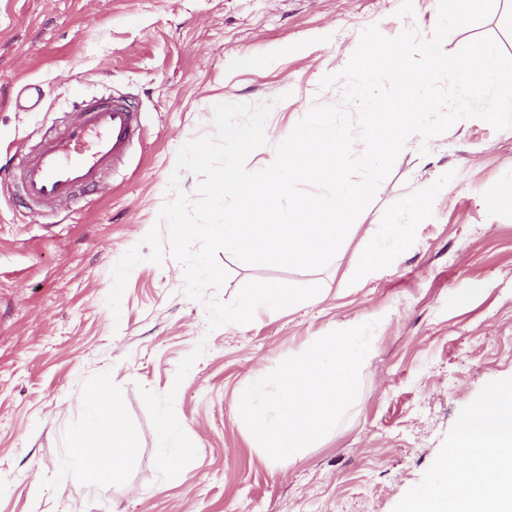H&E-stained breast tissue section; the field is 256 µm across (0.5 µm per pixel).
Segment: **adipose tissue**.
Masks as SVG:
<instances>
[{
	"mask_svg": "<svg viewBox=\"0 0 512 512\" xmlns=\"http://www.w3.org/2000/svg\"><path fill=\"white\" fill-rule=\"evenodd\" d=\"M459 445L468 463L442 465L436 487L420 490L405 512H512V386L490 392L460 423ZM64 480L84 485L125 480L123 463L134 454L123 395L103 380L85 397L82 430L70 438Z\"/></svg>",
	"mask_w": 512,
	"mask_h": 512,
	"instance_id": "1",
	"label": "adipose tissue"
}]
</instances>
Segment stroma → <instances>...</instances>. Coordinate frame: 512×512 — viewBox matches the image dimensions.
Instances as JSON below:
<instances>
[{
    "label": "stroma",
    "instance_id": "35a3bbf8",
    "mask_svg": "<svg viewBox=\"0 0 512 512\" xmlns=\"http://www.w3.org/2000/svg\"><path fill=\"white\" fill-rule=\"evenodd\" d=\"M437 16L438 0H0V512H403L444 459L464 463L459 420L512 384V200L478 203L504 178L512 129L471 118L410 137L358 221L411 236L377 240L391 260L358 280L332 263L218 253L221 299L258 280L320 285L314 303L212 330L168 255L131 270L119 313L107 305L114 265L173 199L177 151L213 132L217 100L270 104L272 135L246 160L254 169L313 106L341 105V85L319 83L343 71L364 28L427 38ZM505 16L457 29L444 50L488 35L512 56ZM107 94L132 97L142 123L111 193L79 197L53 220L15 206L16 150L59 128L69 102ZM179 175L194 194L198 176ZM371 321L346 418L293 462L257 448L236 418L238 390L313 337ZM101 378L125 397L137 451L125 484L90 490L57 474ZM162 417L177 472L154 438Z\"/></svg>",
    "mask_w": 512,
    "mask_h": 512
}]
</instances>
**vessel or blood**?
Returning <instances> with one entry per match:
<instances>
[{
  "label": "vessel or blood",
  "instance_id": "b4317fda",
  "mask_svg": "<svg viewBox=\"0 0 512 512\" xmlns=\"http://www.w3.org/2000/svg\"><path fill=\"white\" fill-rule=\"evenodd\" d=\"M140 135L137 109L121 97L86 99L62 126L16 157L18 189L31 214L58 216L77 192H103Z\"/></svg>",
  "mask_w": 512,
  "mask_h": 512
}]
</instances>
